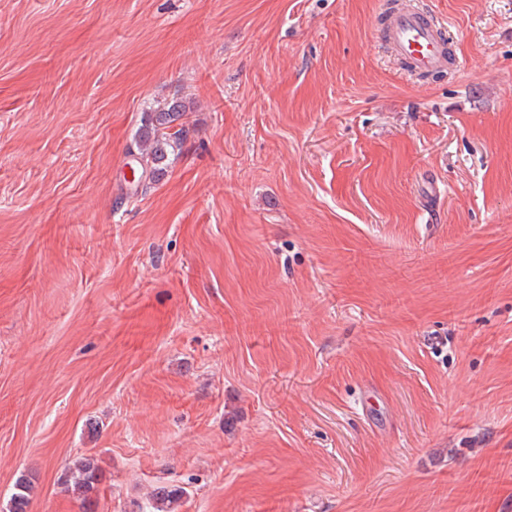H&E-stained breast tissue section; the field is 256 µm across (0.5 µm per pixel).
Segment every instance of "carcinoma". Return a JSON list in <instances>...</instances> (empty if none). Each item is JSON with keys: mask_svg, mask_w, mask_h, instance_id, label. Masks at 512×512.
<instances>
[{"mask_svg": "<svg viewBox=\"0 0 512 512\" xmlns=\"http://www.w3.org/2000/svg\"><path fill=\"white\" fill-rule=\"evenodd\" d=\"M184 111L185 105L175 100L146 113L144 124L136 136V145L142 171L149 172L154 180L164 174L170 156L181 146L183 130H173V123ZM66 483L71 485L76 494L84 498L96 492V459L91 455H84L75 460ZM32 490L31 481L24 475L20 476L15 482V492L10 498L8 512H28ZM183 494L184 491L181 489H163L156 494L153 509L156 512H175V506Z\"/></svg>", "mask_w": 512, "mask_h": 512, "instance_id": "obj_1", "label": "carcinoma"}]
</instances>
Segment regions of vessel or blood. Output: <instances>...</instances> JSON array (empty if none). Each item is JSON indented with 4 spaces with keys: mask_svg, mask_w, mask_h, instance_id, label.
I'll return each mask as SVG.
<instances>
[{
    "mask_svg": "<svg viewBox=\"0 0 512 512\" xmlns=\"http://www.w3.org/2000/svg\"><path fill=\"white\" fill-rule=\"evenodd\" d=\"M445 20L410 8L396 9L389 17L385 37L392 50L419 74L459 64L445 40Z\"/></svg>",
    "mask_w": 512,
    "mask_h": 512,
    "instance_id": "b4317fda",
    "label": "vessel or blood"
}]
</instances>
